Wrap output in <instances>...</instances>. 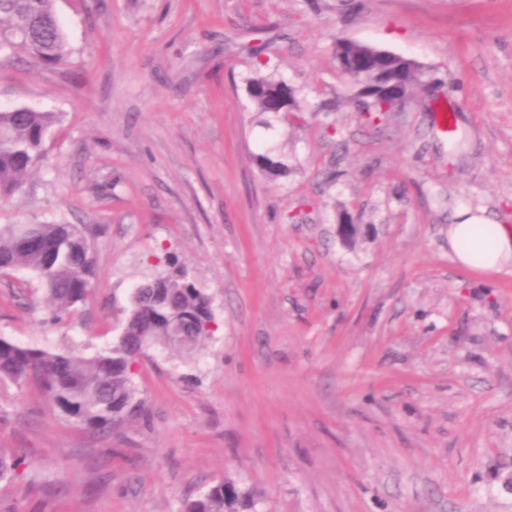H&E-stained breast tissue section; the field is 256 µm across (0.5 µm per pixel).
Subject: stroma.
<instances>
[{
  "label": "stroma",
  "instance_id": "stroma-1",
  "mask_svg": "<svg viewBox=\"0 0 512 512\" xmlns=\"http://www.w3.org/2000/svg\"><path fill=\"white\" fill-rule=\"evenodd\" d=\"M68 62L0 67V107L58 117L1 224H75L86 302L54 323L0 276V336L111 346L117 306L172 255L216 329L143 357L146 418L100 431L42 382L0 379V512H179L229 479L255 512H512V263L448 247L462 209L512 225V0H55ZM443 80L386 122L356 112L337 40ZM300 118L256 112L254 74ZM459 111L463 144L432 130ZM270 150L287 175H262ZM353 224L343 241L338 225ZM246 92L258 112H291L297 108L296 91L272 76L258 74L248 79Z\"/></svg>",
  "mask_w": 512,
  "mask_h": 512
}]
</instances>
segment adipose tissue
Returning <instances> with one entry per match:
<instances>
[{
  "instance_id": "obj_1",
  "label": "adipose tissue",
  "mask_w": 512,
  "mask_h": 512,
  "mask_svg": "<svg viewBox=\"0 0 512 512\" xmlns=\"http://www.w3.org/2000/svg\"><path fill=\"white\" fill-rule=\"evenodd\" d=\"M459 217L448 227V245L460 266L496 272L512 259V226L494 223L482 211H463Z\"/></svg>"
}]
</instances>
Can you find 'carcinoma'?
I'll return each mask as SVG.
<instances>
[{
  "mask_svg": "<svg viewBox=\"0 0 512 512\" xmlns=\"http://www.w3.org/2000/svg\"><path fill=\"white\" fill-rule=\"evenodd\" d=\"M53 2L0 0V65L13 62L20 54L48 65L67 62L66 39ZM374 52L376 48L370 45L336 42L339 67L359 87L358 111L381 122L402 107L414 89L428 86L431 75L417 63L393 55L390 66L399 90L396 95L367 63ZM246 92L263 113L297 108L296 91L268 75L248 79ZM56 121L52 112L0 109V198L22 187L26 174L40 161L43 139ZM255 161L271 176L287 173L286 164L272 155L259 153ZM13 271L36 277L53 319L61 321L86 300L94 261L86 236L75 224L0 225V272ZM141 283L153 287L131 289L111 347L90 355L51 352L0 337V378L38 377L62 416L94 430L106 431L144 415V401L137 397L132 379L137 356L155 346L191 354L213 335L214 313L209 295L183 267L151 273ZM177 321L190 327L189 339L169 344L166 338ZM23 463L22 456L0 454V479L14 476ZM249 506L248 494L234 482L222 480L184 501L180 512H242Z\"/></svg>",
  "mask_w": 512,
  "mask_h": 512,
  "instance_id": "obj_1",
  "label": "carcinoma"
}]
</instances>
